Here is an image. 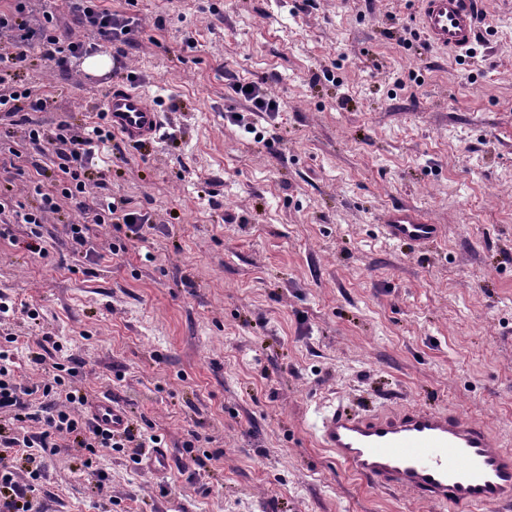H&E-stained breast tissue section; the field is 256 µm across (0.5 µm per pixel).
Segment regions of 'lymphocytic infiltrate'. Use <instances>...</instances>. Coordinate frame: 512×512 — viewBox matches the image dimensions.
<instances>
[{
    "instance_id": "1",
    "label": "lymphocytic infiltrate",
    "mask_w": 512,
    "mask_h": 512,
    "mask_svg": "<svg viewBox=\"0 0 512 512\" xmlns=\"http://www.w3.org/2000/svg\"><path fill=\"white\" fill-rule=\"evenodd\" d=\"M65 12L95 31L104 42L119 38L128 44L136 41L132 20L103 7L98 0H60L58 8L33 16L27 15L25 0H14L7 11H0V36L7 39L6 44L0 45V64L21 63L28 52L36 49L45 60L63 70L72 60L86 56L88 49L84 43L72 40L58 28L59 19ZM23 101L30 107L25 114L19 111ZM48 102V96L33 94L31 89L23 86L0 89V111L9 116H20L22 121L28 122V138L35 145L41 142L43 133L38 124L31 122L30 115L44 110ZM112 138L111 130L98 125L87 127L80 133L68 125H58L53 165L60 182L42 192L39 212L18 211L14 214L15 219L30 226L27 248L31 253H43L42 226L46 216L59 209L64 201L74 204L83 215L82 223L69 227L71 250L76 254L82 253L88 243L89 225L123 227L136 236L144 224L149 223V215L130 209L127 199L105 194V180L92 183L80 175L95 147ZM76 375L75 368L56 362L44 370L39 381L21 379L16 371L14 353L8 346H0V414H10L13 421L20 424L33 422L42 426L41 431L35 433L0 434V512H33L34 501L41 491V461L45 454L56 452L60 442H73L92 456L100 450L124 448L134 442L132 430L115 434L94 422L89 413L91 404L87 394L69 383ZM37 393L51 401L45 412H33L28 407V397Z\"/></svg>"
}]
</instances>
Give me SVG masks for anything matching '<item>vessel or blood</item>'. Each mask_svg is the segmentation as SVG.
Masks as SVG:
<instances>
[{
  "instance_id": "b4317fda",
  "label": "vessel or blood",
  "mask_w": 512,
  "mask_h": 512,
  "mask_svg": "<svg viewBox=\"0 0 512 512\" xmlns=\"http://www.w3.org/2000/svg\"><path fill=\"white\" fill-rule=\"evenodd\" d=\"M419 22L434 45L465 52L477 42L484 0H419ZM106 122L124 139L152 142L163 127V113L142 91L110 88L102 107ZM384 235L423 246L443 235L421 210L403 203L387 207ZM98 423L122 429L126 418L111 396L91 406ZM321 444L367 484L405 492L435 504L469 508L512 505V449L499 445L488 426L422 405H405L368 415L335 409L316 426Z\"/></svg>"
}]
</instances>
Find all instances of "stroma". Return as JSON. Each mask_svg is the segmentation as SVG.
I'll list each match as a JSON object with an SVG mask.
<instances>
[{
    "mask_svg": "<svg viewBox=\"0 0 512 512\" xmlns=\"http://www.w3.org/2000/svg\"><path fill=\"white\" fill-rule=\"evenodd\" d=\"M104 4L137 20L138 48L65 23L114 58L110 83L35 51L7 68L50 103L37 146L0 112V197L38 211L32 181L55 176L58 124L99 121L110 87L133 83L165 113L159 138L99 144L88 169L152 224L138 239L92 227L85 257L69 203L43 226L45 255L10 225L0 337L15 336L33 381L38 337H61L52 361L172 455L159 475L131 449L101 451L112 512H454L368 486L313 430L332 405L416 403L482 419L512 448V199L493 196L512 180V0H487L470 56L430 43L418 0ZM238 84L281 112L252 111ZM396 201L444 236L387 240ZM87 457H45L40 512H102Z\"/></svg>",
    "mask_w": 512,
    "mask_h": 512,
    "instance_id": "1",
    "label": "stroma"
}]
</instances>
